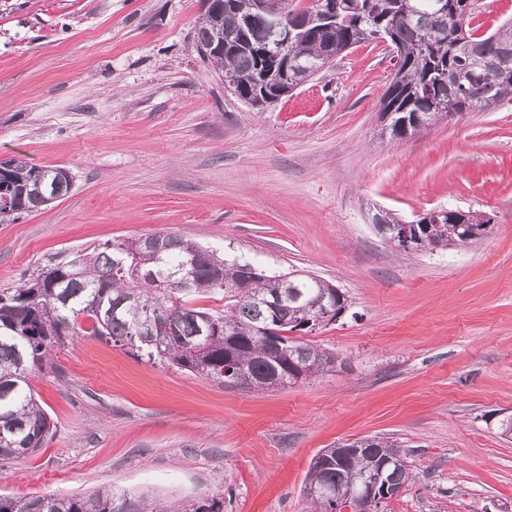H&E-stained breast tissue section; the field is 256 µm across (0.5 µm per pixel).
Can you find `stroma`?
Listing matches in <instances>:
<instances>
[{"instance_id":"obj_1","label":"stroma","mask_w":512,"mask_h":512,"mask_svg":"<svg viewBox=\"0 0 512 512\" xmlns=\"http://www.w3.org/2000/svg\"><path fill=\"white\" fill-rule=\"evenodd\" d=\"M202 0H0V160L67 169L72 192L0 223V290L72 251L173 234L351 307L305 335L337 362L285 388L227 387L81 335L33 369L53 424L0 463V496H214L224 512H304L312 460L377 436L413 479L380 512H512V99L383 135L394 66L345 51L259 109L192 38ZM485 213L490 236L396 252L372 217Z\"/></svg>"}]
</instances>
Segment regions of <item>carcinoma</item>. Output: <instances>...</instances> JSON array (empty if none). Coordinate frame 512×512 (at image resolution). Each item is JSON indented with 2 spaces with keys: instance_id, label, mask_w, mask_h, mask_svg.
I'll return each instance as SVG.
<instances>
[{
  "instance_id": "1",
  "label": "carcinoma",
  "mask_w": 512,
  "mask_h": 512,
  "mask_svg": "<svg viewBox=\"0 0 512 512\" xmlns=\"http://www.w3.org/2000/svg\"><path fill=\"white\" fill-rule=\"evenodd\" d=\"M252 0H224L197 22V51L224 48V74L235 80L232 92L253 104H271L282 93L308 81L350 47L391 35L402 49L394 77L381 101L393 140L429 126L440 112L483 110L507 98L503 77L512 75V20L477 37L471 29L456 34L439 0H411L404 15L397 0H336V19L324 21L320 0L288 10L291 40L275 61L259 53L271 39L276 20L255 14ZM442 85L447 106L440 111L431 90ZM9 180L0 182V221L17 220L66 196L74 180L57 178L56 167L31 166L22 159L0 161ZM460 210L448 209L438 228L417 227L422 244L448 250L477 243L492 229L459 224ZM377 233L404 252L402 219L376 213ZM187 239L162 236L160 249L108 241L71 253L44 266L16 288L0 292V460L29 455L43 447L51 421L30 385L32 367L50 360L86 324L83 333L127 346L148 360L204 375L221 385L236 376L266 379L273 388L310 379L336 362L333 354L288 336L295 324L312 319L322 307L341 313L348 297L334 284L296 271L269 275L257 264L229 260ZM223 271L224 284L214 278ZM221 296L224 309L197 307L199 298ZM327 448L310 466L304 492L309 512H335L324 489L367 484L371 457L396 459L382 481L399 491L412 480L406 453L387 438L362 437ZM223 502L198 498L180 512H222ZM0 512H169L144 495L132 501L109 489L90 496L44 494L0 497Z\"/></svg>"
}]
</instances>
